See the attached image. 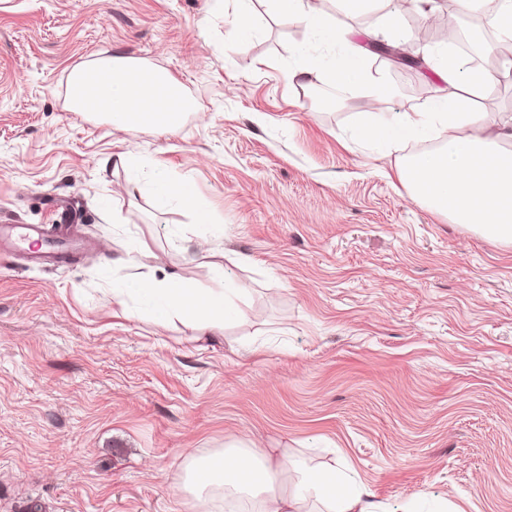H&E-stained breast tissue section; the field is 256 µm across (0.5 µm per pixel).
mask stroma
Returning <instances> with one entry per match:
<instances>
[{
    "label": "stroma",
    "mask_w": 512,
    "mask_h": 512,
    "mask_svg": "<svg viewBox=\"0 0 512 512\" xmlns=\"http://www.w3.org/2000/svg\"><path fill=\"white\" fill-rule=\"evenodd\" d=\"M251 7L238 39V0H0V222L87 245L58 266L0 252V512H230L180 492V464L234 438L343 461L381 512H512V244L413 202L396 167L423 142L353 140L366 90L289 80L331 47ZM392 14L418 67L370 50L395 42L383 21L343 36L392 88L383 111L423 112L452 92L447 45L419 0ZM104 58L166 71L197 113L170 133L74 111L72 74ZM473 107L497 133L512 81ZM160 175L212 223L160 203ZM170 274L244 285L239 316L203 336L113 304L115 280Z\"/></svg>",
    "instance_id": "obj_1"
}]
</instances>
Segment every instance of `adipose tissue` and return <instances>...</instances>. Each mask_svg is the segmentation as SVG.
Wrapping results in <instances>:
<instances>
[{"label": "adipose tissue", "mask_w": 512, "mask_h": 512, "mask_svg": "<svg viewBox=\"0 0 512 512\" xmlns=\"http://www.w3.org/2000/svg\"><path fill=\"white\" fill-rule=\"evenodd\" d=\"M274 11L301 18L309 30L335 45L331 64H301L294 76H329L345 86L367 88L373 102L389 98V85L376 81L363 64L359 47L344 40L336 21L313 0H270ZM71 94L76 111L106 112L113 125L133 131L144 125L165 130L181 126L196 111V100L170 75L137 63L111 59L74 72ZM444 126L448 134L435 150L413 155L398 168V179L413 200L449 213L455 223L478 225L490 239L512 243V151L498 137L486 134L484 117L467 97L452 94L434 101L428 111L373 118L362 133L380 145L426 138ZM244 286L201 290L170 275L147 283L117 282L114 301L144 295L160 318L173 315L190 320L202 334L223 330L235 315L231 296L245 294ZM183 487L201 502L216 490L257 503L258 512H307L308 501L322 503L323 512H377L371 492L353 485L343 470L321 475L288 477L287 456L231 442L209 458H187L181 465Z\"/></svg>", "instance_id": "obj_1"}]
</instances>
